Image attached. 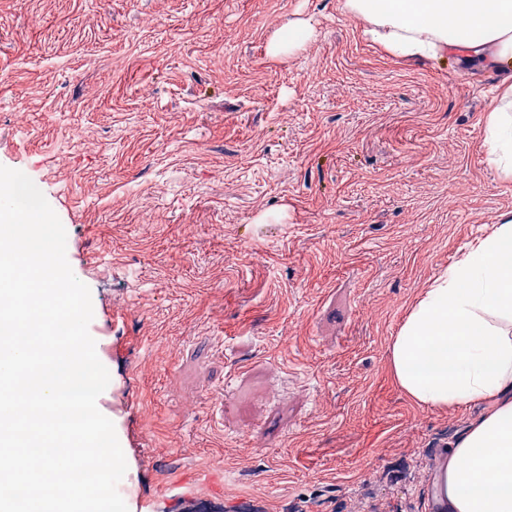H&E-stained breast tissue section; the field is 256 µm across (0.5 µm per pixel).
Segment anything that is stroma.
Masks as SVG:
<instances>
[{"instance_id": "obj_1", "label": "stroma", "mask_w": 512, "mask_h": 512, "mask_svg": "<svg viewBox=\"0 0 512 512\" xmlns=\"http://www.w3.org/2000/svg\"><path fill=\"white\" fill-rule=\"evenodd\" d=\"M500 79L390 56L343 0H0V165L91 291L130 512H433L474 411L412 403L388 347L512 218ZM308 33V27L305 23L294 22L288 24L270 45V53L273 56L283 54L290 48L300 45L307 38ZM494 104L486 121L485 145L490 161L512 177V73L494 89Z\"/></svg>"}]
</instances>
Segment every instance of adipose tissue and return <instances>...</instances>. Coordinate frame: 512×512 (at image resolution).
<instances>
[{
  "label": "adipose tissue",
  "mask_w": 512,
  "mask_h": 512,
  "mask_svg": "<svg viewBox=\"0 0 512 512\" xmlns=\"http://www.w3.org/2000/svg\"><path fill=\"white\" fill-rule=\"evenodd\" d=\"M371 44L433 60L512 62V0H344ZM485 126L491 162L512 177V73ZM398 389L419 406H481L444 453L437 512H512V220L494 225L410 306L388 348Z\"/></svg>",
  "instance_id": "ef3b65f1"
}]
</instances>
